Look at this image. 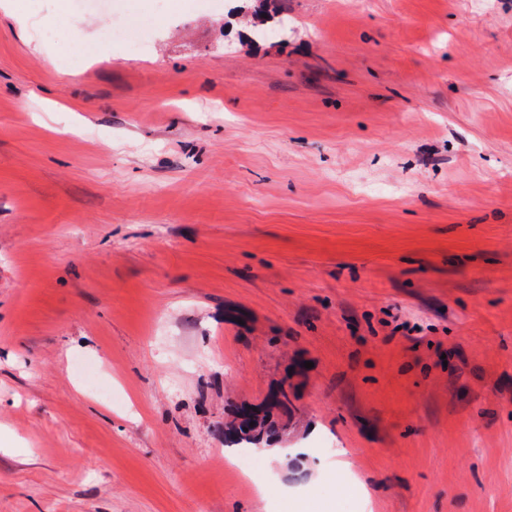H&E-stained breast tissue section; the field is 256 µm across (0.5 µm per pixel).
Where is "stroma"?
Here are the masks:
<instances>
[{
	"mask_svg": "<svg viewBox=\"0 0 512 512\" xmlns=\"http://www.w3.org/2000/svg\"><path fill=\"white\" fill-rule=\"evenodd\" d=\"M56 4L0 0V512H512V0ZM243 414V415H242ZM260 410L256 409V411H253V408H248L243 410L239 416L244 417H255V423L256 425H259L260 434L263 435V439L261 443L265 442L270 445V443L278 440L279 435V428L276 425V423L272 420H270L269 415L263 414L259 418Z\"/></svg>",
	"mask_w": 512,
	"mask_h": 512,
	"instance_id": "obj_1",
	"label": "stroma"
}]
</instances>
